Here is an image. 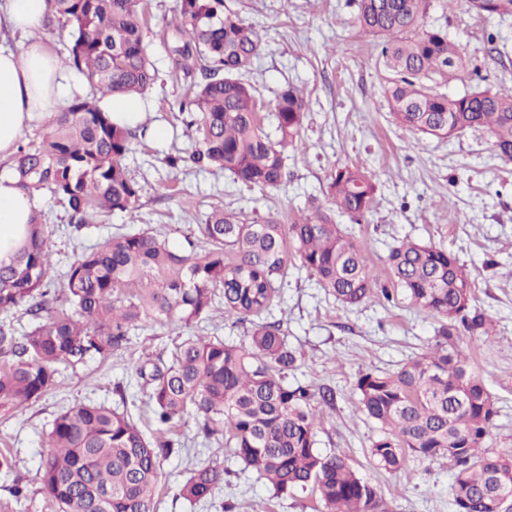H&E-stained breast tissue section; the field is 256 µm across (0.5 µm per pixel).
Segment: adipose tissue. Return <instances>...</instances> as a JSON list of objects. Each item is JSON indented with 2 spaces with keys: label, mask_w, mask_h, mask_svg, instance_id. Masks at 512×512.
Wrapping results in <instances>:
<instances>
[{
  "label": "adipose tissue",
  "mask_w": 512,
  "mask_h": 512,
  "mask_svg": "<svg viewBox=\"0 0 512 512\" xmlns=\"http://www.w3.org/2000/svg\"><path fill=\"white\" fill-rule=\"evenodd\" d=\"M49 0H0V30L24 37L19 49L0 45V162L8 160L33 113L58 112L78 92L43 39ZM34 200L10 176L0 175V260L24 239Z\"/></svg>",
  "instance_id": "1"
}]
</instances>
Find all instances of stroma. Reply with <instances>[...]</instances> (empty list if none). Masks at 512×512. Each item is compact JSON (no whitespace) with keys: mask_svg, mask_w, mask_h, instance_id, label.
Masks as SVG:
<instances>
[{"mask_svg":"<svg viewBox=\"0 0 512 512\" xmlns=\"http://www.w3.org/2000/svg\"><path fill=\"white\" fill-rule=\"evenodd\" d=\"M225 2L262 30L266 48L247 75L260 102L267 105L290 84L302 88L310 104L302 142L287 151L285 183L262 192L221 172H170L165 156L192 145L178 104L196 79L175 68L165 40L177 0H141L145 41L158 71L146 94V121L166 128L167 137L159 141L146 135L125 159L142 187L135 211H112L75 232L61 202L46 191L35 194V207L51 235L52 276L63 274L74 250L120 230L149 229L173 246H185L198 238L199 224L215 208L251 219L273 214L290 223L310 198L326 203L334 167L364 165L377 187L374 207L363 223L339 213L337 224L380 271L390 248L406 239L442 247L467 264L474 306L496 325L493 336L465 340L472 369L499 410L485 445L512 447V163L496 157L487 129L439 139L394 122L384 94L390 75L380 63L379 40L359 31L354 0ZM423 23L447 28L468 60L460 78L448 85L449 94L477 87L512 91V17L475 14L463 0H430ZM266 319L281 321L289 345L304 354L289 372V382H312L335 393V407L325 411L317 433L318 448L346 456L360 476L376 485L388 512H453V470L447 460L412 457L400 474L373 465L369 447L377 426L360 411L355 389L360 373L394 372L427 352L437 318L413 306L399 289L389 301L377 294L344 307L292 259ZM185 335V329L171 324L146 323L133 331L127 349L65 370L57 388L37 403L16 417L0 416V450L11 452L27 487L26 498L11 512H57L41 489L37 470L47 452L45 433L62 409L89 402L115 406L124 397L140 427L156 434L134 371L146 356L168 354ZM170 436L185 448L163 463L158 512H193L178 499V486L190 464L209 458L212 451L194 419L178 423ZM224 467L226 484L214 492L208 512H222L225 502L234 503V512L324 510L312 490L277 498L235 458L225 457Z\"/></svg>","mask_w":512,"mask_h":512,"instance_id":"35a3bbf8","label":"stroma"}]
</instances>
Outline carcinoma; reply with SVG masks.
<instances>
[{"mask_svg":"<svg viewBox=\"0 0 512 512\" xmlns=\"http://www.w3.org/2000/svg\"><path fill=\"white\" fill-rule=\"evenodd\" d=\"M49 2L69 29L63 63L85 78L91 95L74 96L39 141L18 145L11 174L31 194L48 190L81 230L96 210L136 209L142 192L124 159L147 126L117 125L98 107L99 97H142L157 71L144 44L138 0ZM355 2L359 28L384 38L380 56L392 75L385 93L395 122L437 138L486 128L496 156L511 163L512 92L439 91L466 60L448 29L423 26L426 0ZM464 6L478 15L512 16V0H464ZM177 12L170 33L177 66L186 74L199 70L203 82L179 103L194 146L169 154L166 164L176 171L215 168L262 191L280 187L287 177L285 151L301 142L307 98L283 87L271 106L274 134L265 132L257 122L256 89L243 79L264 50L261 31L224 0H178ZM375 194L365 167L341 165L327 183L329 212L313 201L311 213L285 225L271 214L251 221L214 209L199 225L203 246L190 240L188 252L152 231L115 233L75 255L59 279L50 275L51 247L42 213L34 211L26 240L0 262V312L28 300L36 318L21 337L0 326V413L12 416L42 399L63 370L128 348L141 325L188 328L209 320L222 302L225 317L250 322L248 344L187 336L168 357L139 366L153 420L170 427L194 418L206 438L229 449L277 497L310 487L325 512H380L377 488L346 457L317 447L321 408L333 404V392L288 383L297 352L280 322L255 321L281 287L290 255L344 306L376 290L392 300L391 289L333 217L338 211L361 223ZM386 269L391 283L440 323L430 350L398 371L359 374L360 408L379 428L370 457L387 471L404 469L409 454L446 459L453 468L454 512H490L486 502L496 491L512 489V448L484 447L498 408L462 346L464 331L491 335L472 305L469 270L453 253L412 240L390 249ZM121 288L136 293L122 297ZM46 440L39 481L59 512H157L162 461L183 447L179 440L149 438L128 412L101 403L63 409ZM224 474V465L211 460L192 467L179 497L192 507L207 500Z\"/></svg>","mask_w":512,"mask_h":512,"instance_id":"cac0c4a2","label":"carcinoma"}]
</instances>
